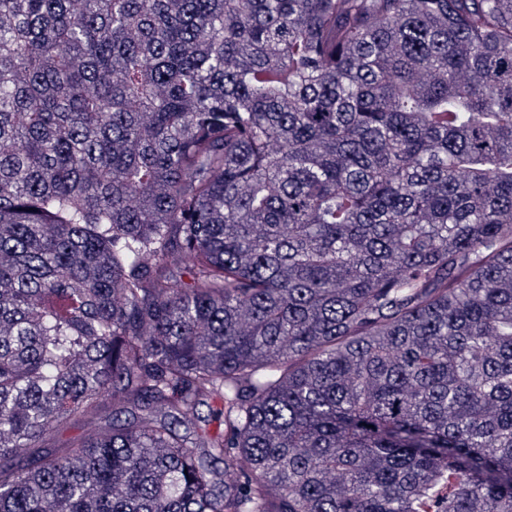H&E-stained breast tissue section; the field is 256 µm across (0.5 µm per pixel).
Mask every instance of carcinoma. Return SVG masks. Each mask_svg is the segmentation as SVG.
Masks as SVG:
<instances>
[{
  "label": "carcinoma",
  "instance_id": "carcinoma-1",
  "mask_svg": "<svg viewBox=\"0 0 512 512\" xmlns=\"http://www.w3.org/2000/svg\"><path fill=\"white\" fill-rule=\"evenodd\" d=\"M0 512H512V0H0ZM104 425V419H95L89 422L72 425L65 428L53 429L49 433V443L56 446L62 447L70 441L84 435L89 430L97 428L98 426Z\"/></svg>",
  "mask_w": 512,
  "mask_h": 512
}]
</instances>
